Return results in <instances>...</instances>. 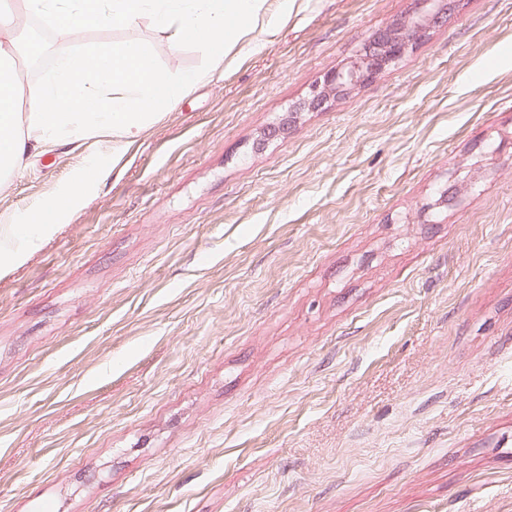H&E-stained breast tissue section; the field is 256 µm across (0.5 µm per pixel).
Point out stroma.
Returning a JSON list of instances; mask_svg holds the SVG:
<instances>
[{
	"mask_svg": "<svg viewBox=\"0 0 512 512\" xmlns=\"http://www.w3.org/2000/svg\"><path fill=\"white\" fill-rule=\"evenodd\" d=\"M414 7L305 0L123 154L0 181L22 216L107 172L0 275V512H512V0L253 148Z\"/></svg>",
	"mask_w": 512,
	"mask_h": 512,
	"instance_id": "35a3bbf8",
	"label": "stroma"
}]
</instances>
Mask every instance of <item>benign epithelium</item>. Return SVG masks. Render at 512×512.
<instances>
[{
    "label": "benign epithelium",
    "mask_w": 512,
    "mask_h": 512,
    "mask_svg": "<svg viewBox=\"0 0 512 512\" xmlns=\"http://www.w3.org/2000/svg\"><path fill=\"white\" fill-rule=\"evenodd\" d=\"M416 6L401 22L379 30L362 48L359 58L348 66L324 75L311 95L294 112L315 110L330 98L348 93L376 78L388 65L396 63L442 18L447 8L443 0H415Z\"/></svg>",
    "instance_id": "1"
}]
</instances>
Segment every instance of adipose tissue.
<instances>
[{"label":"adipose tissue","mask_w":512,"mask_h":512,"mask_svg":"<svg viewBox=\"0 0 512 512\" xmlns=\"http://www.w3.org/2000/svg\"><path fill=\"white\" fill-rule=\"evenodd\" d=\"M27 11L64 41L48 76L18 111L8 74L15 47H0V175L20 176L32 154L108 135L122 152L154 122L160 96L180 98L205 75L159 69L149 50L135 42L85 41L90 26L150 19L174 44L191 41L215 66L231 59L227 31L245 39L266 21L267 0H25ZM41 208L22 217L0 214V272L21 264L52 225Z\"/></svg>","instance_id":"1"}]
</instances>
